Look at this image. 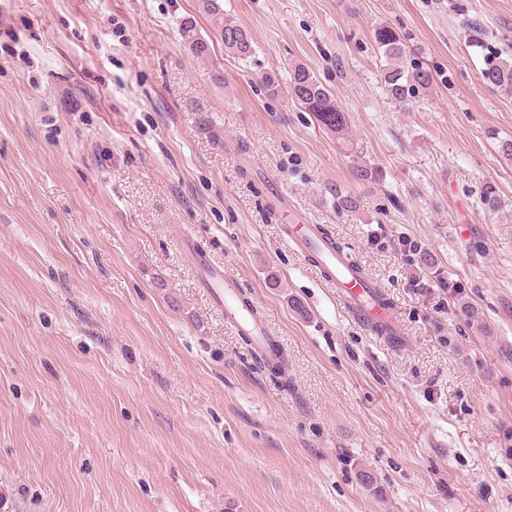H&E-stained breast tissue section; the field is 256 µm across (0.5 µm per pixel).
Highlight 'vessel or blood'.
Masks as SVG:
<instances>
[{
  "instance_id": "b4317fda",
  "label": "vessel or blood",
  "mask_w": 512,
  "mask_h": 512,
  "mask_svg": "<svg viewBox=\"0 0 512 512\" xmlns=\"http://www.w3.org/2000/svg\"><path fill=\"white\" fill-rule=\"evenodd\" d=\"M283 232L293 250L317 264L325 282L335 288L338 301L357 322L368 330L381 332L388 340H399L401 324L398 313L387 303L379 284L365 268L351 267L344 254L336 251L331 241L324 238L318 225L306 223L296 211H289ZM184 248L199 268L202 284L223 313L226 323L237 335L250 338L254 352L275 355L276 341L256 308L244 302L236 277L223 267L211 264L197 252L192 240H185Z\"/></svg>"
}]
</instances>
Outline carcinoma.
<instances>
[{
    "label": "carcinoma",
    "mask_w": 512,
    "mask_h": 512,
    "mask_svg": "<svg viewBox=\"0 0 512 512\" xmlns=\"http://www.w3.org/2000/svg\"><path fill=\"white\" fill-rule=\"evenodd\" d=\"M201 9L212 17L215 29L224 43V50L239 59L251 56L252 42L246 31L233 20L224 18L222 0H199ZM191 55L205 60L211 55L209 40L200 36L193 22L187 20L181 28ZM374 40L385 58L381 79L384 89L394 100L405 103L417 94L428 90L433 84L432 73L417 62L407 59V52L399 34L392 28L381 26L374 32ZM486 83L512 90V63H493L483 72ZM288 92L291 99L312 114L320 128L342 139L347 127L344 111L337 103L332 90L325 87L314 74L301 64L288 73ZM480 204L488 211H497L502 206L499 191L490 184L480 194Z\"/></svg>",
    "instance_id": "carcinoma-1"
}]
</instances>
